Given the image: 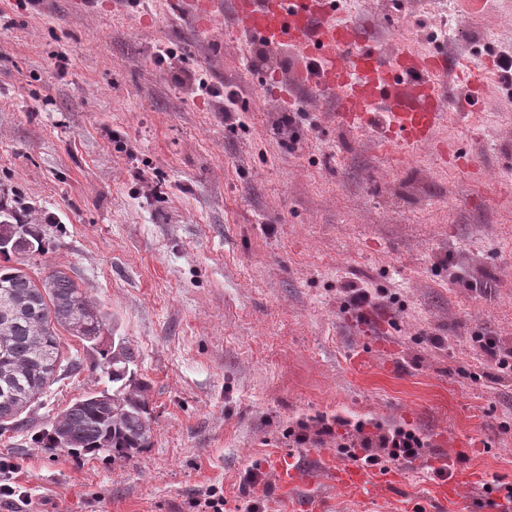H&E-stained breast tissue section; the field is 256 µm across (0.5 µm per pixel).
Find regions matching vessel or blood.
<instances>
[{
	"instance_id": "vessel-or-blood-1",
	"label": "vessel or blood",
	"mask_w": 512,
	"mask_h": 512,
	"mask_svg": "<svg viewBox=\"0 0 512 512\" xmlns=\"http://www.w3.org/2000/svg\"><path fill=\"white\" fill-rule=\"evenodd\" d=\"M236 12L248 34L302 49V79L337 92L347 124L379 127L407 148L432 137L443 114L446 55L401 48L386 56L363 27L332 20L331 0H237Z\"/></svg>"
}]
</instances>
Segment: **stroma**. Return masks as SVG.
Here are the masks:
<instances>
[{
    "label": "stroma",
    "instance_id": "1",
    "mask_svg": "<svg viewBox=\"0 0 512 512\" xmlns=\"http://www.w3.org/2000/svg\"><path fill=\"white\" fill-rule=\"evenodd\" d=\"M209 2L0 0V199L52 242L20 262L107 312L153 407L130 457L41 447L101 385L62 334L82 368L0 435L23 491L0 512H192L211 486L246 512L252 469L265 512H493L512 487V0H336L387 52L483 72L413 151L344 124L298 47ZM401 427L417 459L337 484L346 444ZM443 461L470 475L451 498Z\"/></svg>",
    "mask_w": 512,
    "mask_h": 512
}]
</instances>
